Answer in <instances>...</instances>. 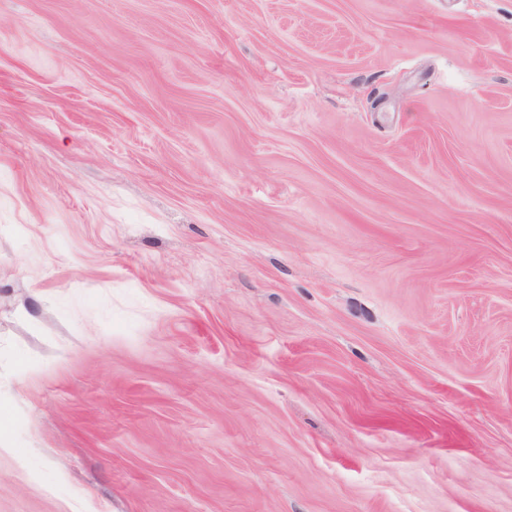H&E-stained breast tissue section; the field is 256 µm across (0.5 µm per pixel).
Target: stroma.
I'll return each mask as SVG.
<instances>
[{
    "label": "stroma",
    "mask_w": 512,
    "mask_h": 512,
    "mask_svg": "<svg viewBox=\"0 0 512 512\" xmlns=\"http://www.w3.org/2000/svg\"><path fill=\"white\" fill-rule=\"evenodd\" d=\"M0 512H512V0H0Z\"/></svg>",
    "instance_id": "stroma-1"
}]
</instances>
